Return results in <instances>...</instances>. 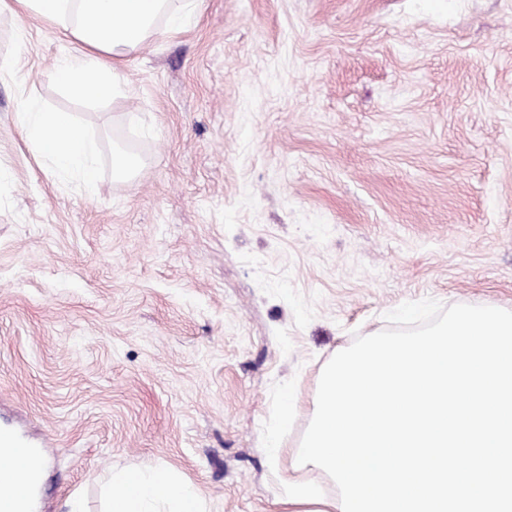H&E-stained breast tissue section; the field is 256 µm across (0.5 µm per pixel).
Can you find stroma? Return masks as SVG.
Instances as JSON below:
<instances>
[{"label": "stroma", "mask_w": 512, "mask_h": 512, "mask_svg": "<svg viewBox=\"0 0 512 512\" xmlns=\"http://www.w3.org/2000/svg\"><path fill=\"white\" fill-rule=\"evenodd\" d=\"M74 41L0 14V422L49 440L38 512L165 469L281 512L321 371L431 298L512 310V0H199L89 100ZM98 141L35 161L27 102ZM141 161L112 175L113 149Z\"/></svg>", "instance_id": "1"}]
</instances>
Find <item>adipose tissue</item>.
Segmentation results:
<instances>
[{
  "label": "adipose tissue",
  "instance_id": "obj_1",
  "mask_svg": "<svg viewBox=\"0 0 512 512\" xmlns=\"http://www.w3.org/2000/svg\"><path fill=\"white\" fill-rule=\"evenodd\" d=\"M197 0H0V12L25 13L72 36L74 55L56 63L52 78L86 98L116 89L118 66L155 35L186 27ZM25 144L36 160L76 174L86 185L96 175L97 142L69 114L27 106L19 115ZM110 512H204L195 489L167 471H120L112 476Z\"/></svg>",
  "mask_w": 512,
  "mask_h": 512
}]
</instances>
